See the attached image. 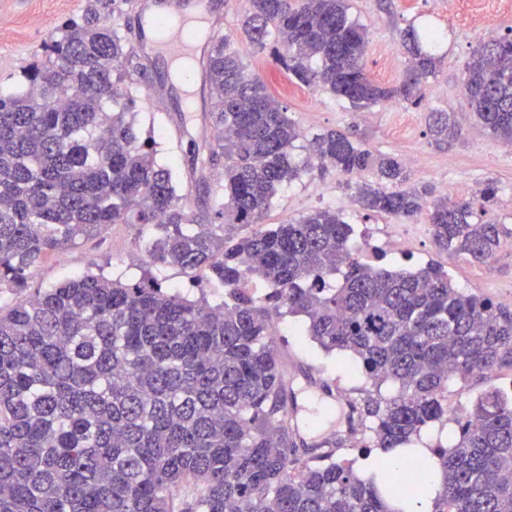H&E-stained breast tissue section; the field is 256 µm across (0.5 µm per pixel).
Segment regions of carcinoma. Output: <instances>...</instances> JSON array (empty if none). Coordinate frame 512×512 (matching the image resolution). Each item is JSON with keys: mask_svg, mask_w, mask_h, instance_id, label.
I'll return each instance as SVG.
<instances>
[{"mask_svg": "<svg viewBox=\"0 0 512 512\" xmlns=\"http://www.w3.org/2000/svg\"><path fill=\"white\" fill-rule=\"evenodd\" d=\"M114 0H87L25 69L21 92L0 98V286L26 287L42 258L111 224H150L154 265L198 271L224 285L212 305L153 277L122 283L84 275L0 307V512H402L424 495L436 464L433 512H512V398L482 391L455 420V443L427 456L408 446L448 420L450 382L512 367V312L456 288L442 268L365 262L353 228L321 208L259 227L280 186L313 165L358 186L369 212L412 218L428 191L408 187L403 163L335 130L314 135L308 155L287 108L250 75L227 38L202 61L212 133L192 167L224 159L216 225L195 223L171 170L142 138L133 100L115 89L145 74L106 16ZM246 43L270 45L294 83L355 108L425 96L440 59L424 49L434 29L402 31L409 67L387 87L370 77L363 25L348 0H251ZM465 98L477 128L512 144V38L480 42ZM460 128L432 112L437 144ZM497 188L481 202L441 197L428 208L436 245L488 263L512 230L493 216ZM256 229L238 237L236 227ZM267 288L255 298L247 283ZM304 318L324 351L348 354L370 383L360 399L373 448H402L398 464L362 479L336 460L333 437L297 440L294 396L272 336L275 317ZM192 492L175 508L177 492Z\"/></svg>", "mask_w": 512, "mask_h": 512, "instance_id": "cac0c4a2", "label": "carcinoma"}]
</instances>
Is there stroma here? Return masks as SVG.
Here are the masks:
<instances>
[{
	"label": "stroma",
	"mask_w": 512,
	"mask_h": 512,
	"mask_svg": "<svg viewBox=\"0 0 512 512\" xmlns=\"http://www.w3.org/2000/svg\"><path fill=\"white\" fill-rule=\"evenodd\" d=\"M472 0H349L350 14L368 31L366 70L379 83L399 84L407 68L400 33L408 27L437 28L443 37L437 52L441 66L426 84L424 100L417 105L400 100L378 103L364 110L352 108L331 93L311 90L289 81L270 51H255L240 34L241 22L250 0H212L211 11L224 17L220 36L234 41L250 73L258 75L269 90L287 106L288 113L306 135L336 130L359 140L371 151L398 155L406 164L410 181L427 188L432 198L453 193L458 199L479 198L486 183L498 192L491 205L499 223L512 229V147L490 141L472 127L464 97L463 82L484 30L495 35H512V12L498 0H482L480 14L471 11ZM86 0H0V97L16 93L22 69L69 19L81 17ZM154 72H147L131 88L136 124L143 137L154 140L159 160L172 168L180 195L195 198L204 184L220 181L223 164L208 169L204 182L193 179L192 153L177 134L185 124V103L181 89L166 96L164 108L152 106L149 87L155 86ZM452 112L464 126L455 141L436 145L428 130V115ZM362 179L347 177L335 169H310L301 181L279 188L262 224L269 227L299 219L302 214L328 207L340 211L350 224H373L408 243L405 251L378 247L385 265L442 266L452 282L465 291L490 298L512 311V246L503 245L485 264L464 255L439 249L432 238L426 214L404 219L384 213L372 214L361 208L356 194ZM150 228L140 224H113L76 239L64 252H53L33 267L28 289L50 288L86 275L139 280L144 271L164 288L210 303L224 300V287L198 273L176 266H150L144 240ZM284 334L276 341L288 362V374L297 381L300 402L319 395L335 403L333 419L323 428L308 430L312 440L340 434L346 403L358 397L367 382L342 354L325 353L308 336L302 318L283 316Z\"/></svg>",
	"instance_id": "1"
}]
</instances>
